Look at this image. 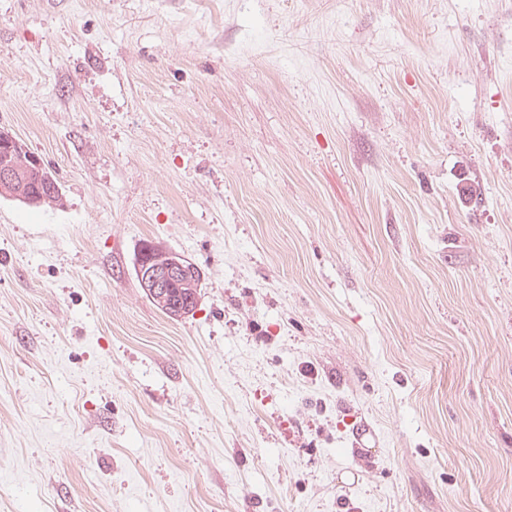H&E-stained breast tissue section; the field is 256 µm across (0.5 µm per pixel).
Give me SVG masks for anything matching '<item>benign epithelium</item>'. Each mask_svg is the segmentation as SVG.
Returning a JSON list of instances; mask_svg holds the SVG:
<instances>
[{
	"label": "benign epithelium",
	"mask_w": 512,
	"mask_h": 512,
	"mask_svg": "<svg viewBox=\"0 0 512 512\" xmlns=\"http://www.w3.org/2000/svg\"><path fill=\"white\" fill-rule=\"evenodd\" d=\"M40 167V159L30 155L19 161L0 165V195L27 201L25 196L26 177L29 172ZM136 272L139 285L152 300L165 304L169 291L175 287L192 288L195 286L199 268L182 254L165 251L152 259L138 255Z\"/></svg>",
	"instance_id": "1"
}]
</instances>
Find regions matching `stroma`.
Instances as JSON below:
<instances>
[{
	"mask_svg": "<svg viewBox=\"0 0 512 512\" xmlns=\"http://www.w3.org/2000/svg\"><path fill=\"white\" fill-rule=\"evenodd\" d=\"M3 128L0 512H512V0H0ZM40 167V159L36 155H29L27 159L21 158L0 166V195L27 202L25 196L26 177L29 172ZM136 272L144 293L155 300L152 301L153 304L169 317L178 318V315L170 316L163 305L172 288H194L199 268L180 253L163 251L149 260L139 254L136 259Z\"/></svg>",
	"mask_w": 512,
	"mask_h": 512,
	"instance_id": "35a3bbf8",
	"label": "stroma"
}]
</instances>
